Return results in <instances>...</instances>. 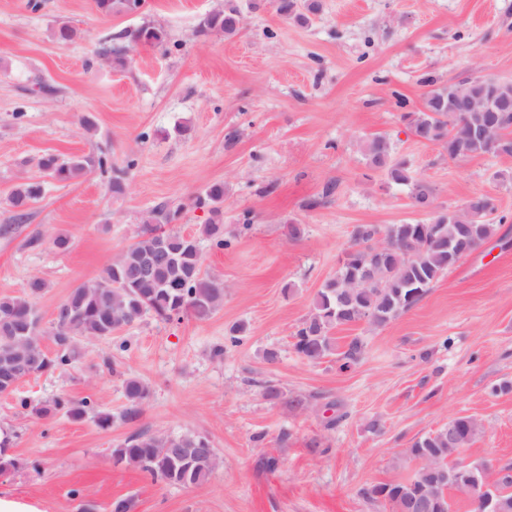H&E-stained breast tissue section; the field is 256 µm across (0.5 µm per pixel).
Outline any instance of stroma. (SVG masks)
Segmentation results:
<instances>
[{
	"mask_svg": "<svg viewBox=\"0 0 512 512\" xmlns=\"http://www.w3.org/2000/svg\"><path fill=\"white\" fill-rule=\"evenodd\" d=\"M319 2L300 24L274 0H145L109 16L94 0H0V224L18 183L43 182L27 224L0 237V297L43 279L36 305L49 333L57 305L136 242L163 203L179 211L175 230L197 238L203 271L224 284L208 319L145 317L84 340L68 370L0 395V429L20 462L0 473L1 497L36 512H112L127 498L131 512H388L363 488L412 477L404 449L461 415L484 427L464 462L512 467V392L491 393L512 381V157L448 160L401 118L431 84L512 81V0ZM227 3L242 12L239 33L199 35L200 20ZM63 21L79 36L61 46L51 32ZM145 23L167 42L115 63L119 34ZM378 133L433 187L431 209L368 167L361 146ZM46 153L107 164L64 183L41 176ZM215 184L223 249L201 234L211 213L198 199ZM481 195L496 198L502 218L488 244L386 325L335 330L340 347L363 338L358 363L295 352L293 335L356 225L426 222ZM291 223L303 225L300 239L288 238ZM59 234L68 250L53 246ZM130 377L150 390L133 423L121 418ZM57 398L87 402L86 415H36ZM141 430L206 436L219 465L187 488L114 465L113 448ZM270 457L276 470L262 466Z\"/></svg>",
	"mask_w": 512,
	"mask_h": 512,
	"instance_id": "1",
	"label": "stroma"
}]
</instances>
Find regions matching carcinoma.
<instances>
[{
  "label": "carcinoma",
  "mask_w": 512,
  "mask_h": 512,
  "mask_svg": "<svg viewBox=\"0 0 512 512\" xmlns=\"http://www.w3.org/2000/svg\"><path fill=\"white\" fill-rule=\"evenodd\" d=\"M137 0H95L99 12L114 9L134 11ZM277 11L299 21L305 19L298 0H276ZM241 23L240 10L228 6L206 14L198 33L233 35ZM78 36V30L67 22L53 33L56 43L65 45ZM127 45L124 54L141 45L161 46L167 40L164 29L144 24L122 34ZM501 82L467 79L436 86L424 97L422 109L405 112L402 120L409 131L422 141L441 147L448 159L490 155L512 156V110L498 112H450L448 104L465 98H495ZM362 152L369 167L383 173L388 182L410 189L413 205L426 209L434 189L413 175L409 163L392 157V143L386 135L366 140ZM102 156L84 155L62 159L46 154L39 161L40 170L59 182L77 179L94 167L104 168ZM42 195V184L27 181L9 195L12 223L0 225V235L13 234L28 219L29 209ZM224 187L215 184L206 192L213 222L204 225L203 233L222 248L224 225L220 224ZM497 211L496 200L480 196L464 207L441 210L427 224H359L353 230V252L349 253L336 275L327 279L317 294L312 309L295 332L293 347L308 361H318L335 351L331 331L366 322L382 326L411 310L428 294L434 284L453 267L450 256L456 250L474 252L495 235L491 216ZM179 214L163 204L156 207L141 238L125 249L100 275L78 285L60 304L69 308L70 319H60L54 330V353L43 346L45 333L35 300L45 282L33 278L24 294L0 298V385L13 364H25L29 375L65 369L78 355L79 343L85 338H106L151 315L159 321H170L181 315L196 319L209 318L224 304V283L202 270L201 255L195 238L170 228ZM364 344L353 337L338 353L341 367L356 363ZM127 407L126 421L141 417L143 404L149 397L148 387L137 378L124 381ZM88 402L76 404L62 398L52 404L35 407L32 412L44 415L63 410L80 419ZM483 433L482 424L472 417H457L448 426L417 438L405 449L407 459L418 463L411 480L383 483L363 489L366 497L383 502L389 512H411L410 503L433 500L441 503L436 512H452L449 492L467 491L483 479V465L463 463L450 458L451 449L467 448ZM206 437L195 433L168 434L145 432L127 438L112 449L114 464L135 467L152 478L169 485L192 487L201 484L218 465L216 450ZM498 512H512V475L499 478Z\"/></svg>",
  "instance_id": "obj_1"
}]
</instances>
